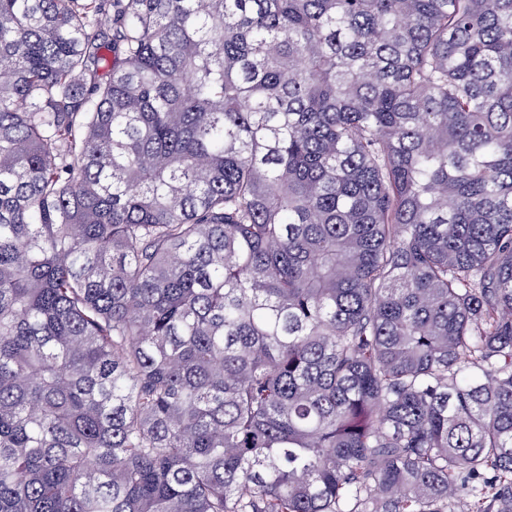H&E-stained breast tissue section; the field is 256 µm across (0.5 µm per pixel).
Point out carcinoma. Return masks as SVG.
<instances>
[{
  "instance_id": "1",
  "label": "carcinoma",
  "mask_w": 512,
  "mask_h": 512,
  "mask_svg": "<svg viewBox=\"0 0 512 512\" xmlns=\"http://www.w3.org/2000/svg\"><path fill=\"white\" fill-rule=\"evenodd\" d=\"M0 512H512V0H0Z\"/></svg>"
}]
</instances>
